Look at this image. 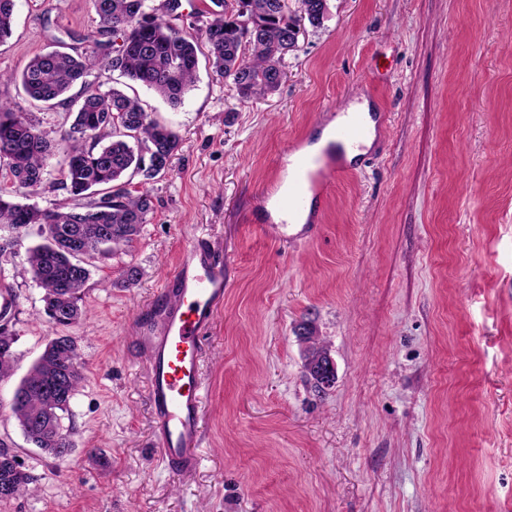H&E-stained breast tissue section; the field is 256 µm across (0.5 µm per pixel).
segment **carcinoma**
<instances>
[{
    "label": "carcinoma",
    "mask_w": 512,
    "mask_h": 512,
    "mask_svg": "<svg viewBox=\"0 0 512 512\" xmlns=\"http://www.w3.org/2000/svg\"><path fill=\"white\" fill-rule=\"evenodd\" d=\"M147 0H91L98 37L81 56L61 49L34 55L20 74L25 92L44 103L64 102L81 83L75 115L66 128L46 130L23 112L0 104V163L10 187L0 188V224H33L43 243L26 250L25 260L43 290L44 314L59 327L78 323L83 315L85 286L94 262L131 246L152 209L151 196L128 189L132 176L147 180L165 173L180 145V136L143 110L135 97L118 88L101 91L88 81L101 64L154 90L173 105L182 102L196 79L199 56L215 73L231 81L239 101L276 91L284 78L282 62L297 46L288 44L292 28L306 20L318 27L327 0L214 2L218 10L194 32L179 30L147 11ZM16 0H0V44L13 34ZM121 39L115 44V39ZM56 160L58 188L79 200L91 188L105 200L43 209L21 199L43 186L51 160ZM12 330L0 328V379L10 375L15 358ZM327 348L313 340L304 368L321 393L311 358ZM74 353L66 337L52 338L22 380L19 400L10 409L24 434L49 457L62 461L64 449L75 447L63 430L62 414L70 407L82 375L69 366ZM33 479L16 469V459L0 450V501L32 491Z\"/></svg>",
    "instance_id": "1"
}]
</instances>
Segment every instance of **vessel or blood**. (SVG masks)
I'll return each mask as SVG.
<instances>
[{"instance_id": "vessel-or-blood-1", "label": "vessel or blood", "mask_w": 512, "mask_h": 512, "mask_svg": "<svg viewBox=\"0 0 512 512\" xmlns=\"http://www.w3.org/2000/svg\"><path fill=\"white\" fill-rule=\"evenodd\" d=\"M367 134L359 113L339 128L338 137L359 143ZM329 178L323 168L305 170L288 183L279 197L280 211L300 213L312 194L323 192ZM169 282L174 299L158 310L159 332L142 341L149 354L147 401L159 458L177 475L194 472L200 464L203 436V337L224 302V268L209 245L195 241L186 250Z\"/></svg>"}]
</instances>
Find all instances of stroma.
Returning <instances> with one entry per match:
<instances>
[{
  "instance_id": "35a3bbf8",
  "label": "stroma",
  "mask_w": 512,
  "mask_h": 512,
  "mask_svg": "<svg viewBox=\"0 0 512 512\" xmlns=\"http://www.w3.org/2000/svg\"><path fill=\"white\" fill-rule=\"evenodd\" d=\"M328 4L266 97L239 103L204 60L179 106L134 86L181 144L166 173L133 177L153 209L130 248L97 260L80 323L44 315L25 261L36 226H0L17 336L0 442L35 487L0 512H512V0ZM96 29L89 0H16L0 102L67 124L13 77L57 42L84 52ZM357 98L387 115L373 146L315 202L314 235L280 238L290 147ZM199 238L226 288L205 336L202 461L183 478L156 456L140 336ZM130 263L143 276L126 287ZM305 318L337 368L322 395L294 333ZM63 334L83 380L57 461L5 403Z\"/></svg>"
}]
</instances>
